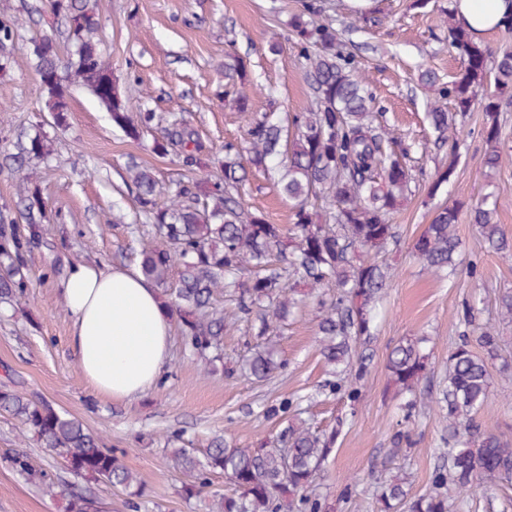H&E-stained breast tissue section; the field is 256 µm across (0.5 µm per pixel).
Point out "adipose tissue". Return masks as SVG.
<instances>
[{
  "instance_id": "obj_1",
  "label": "adipose tissue",
  "mask_w": 512,
  "mask_h": 512,
  "mask_svg": "<svg viewBox=\"0 0 512 512\" xmlns=\"http://www.w3.org/2000/svg\"><path fill=\"white\" fill-rule=\"evenodd\" d=\"M474 39L512 24V0H453ZM79 367L95 392L115 400L145 395L171 347V315L139 272L78 262L62 288Z\"/></svg>"
}]
</instances>
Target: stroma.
<instances>
[{
	"instance_id": "stroma-1",
	"label": "stroma",
	"mask_w": 512,
	"mask_h": 512,
	"mask_svg": "<svg viewBox=\"0 0 512 512\" xmlns=\"http://www.w3.org/2000/svg\"><path fill=\"white\" fill-rule=\"evenodd\" d=\"M325 3L327 17L342 29L395 132L416 140L430 136L425 114L436 94L419 82L418 74L430 69L445 80L460 68L448 50L449 0H379L375 21L367 23L349 16L345 0ZM298 6V0H98L97 37L122 98L165 118H183L211 151L207 173L216 179L224 175V142L244 137L237 108L220 96L228 55L246 63L253 116L305 112L313 103L309 67L289 41V22ZM0 20L17 25L10 68L0 78V221L18 219V203L28 185L13 172L14 156L38 133L52 150L33 168L32 182L52 221L31 253L32 288L19 304L0 303V384L14 383L81 421L106 447L123 452L124 464L142 483L136 496L119 486L75 478L40 442L22 440L21 423L0 412V512H66V497L73 490L94 494L105 512H208L211 496L226 489V479L211 474L201 496L186 498V476L164 458L172 431H181L189 448H206L220 436L253 447L286 424L285 418L267 417V406L292 401L312 426L326 431L348 409L347 399L319 392L328 373L317 342L319 312L311 286L291 281L304 306L274 338L286 368L269 382L207 373L176 327L167 368L144 396L115 401L96 393L78 367L60 282L73 262L132 267L130 252L136 243L129 227L145 218L136 208L128 166L150 170L165 196L189 173L176 151H156L155 130L137 141L126 138L113 126L106 107L80 85L70 88L65 123L54 122L30 39L43 30L53 32L63 58L71 44L64 21L54 17L48 0H0ZM484 119L478 104L462 119L454 150L459 162L440 190L432 184L451 150L411 155L420 176L393 216L397 243L377 257L389 267L391 278L383 301L386 314L373 339L359 348L367 364L358 384L360 403L316 478L318 493L336 512H379V480L400 472L407 474L412 494L428 489L443 433L434 400L448 354L468 331L467 308H475L480 321L496 328L502 354L512 360V321L497 315L499 296L512 292V261L486 249L464 216L456 227L462 268L454 279L434 278L412 254L439 205H469L488 193L499 196L497 220L512 238V89L500 96L502 164L492 173L481 163ZM241 194L245 206L266 222L291 226V211L273 180L248 170ZM422 335L429 338L430 371L421 383L428 403L409 423L413 446L396 454L391 437L403 413L399 400L386 391L387 357L400 339ZM479 420L512 431V379H494ZM18 451L54 478L56 495L13 469L10 458Z\"/></svg>"
}]
</instances>
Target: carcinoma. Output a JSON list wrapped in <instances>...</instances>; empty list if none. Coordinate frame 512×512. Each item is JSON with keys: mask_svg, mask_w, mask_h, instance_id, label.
Instances as JSON below:
<instances>
[{"mask_svg": "<svg viewBox=\"0 0 512 512\" xmlns=\"http://www.w3.org/2000/svg\"><path fill=\"white\" fill-rule=\"evenodd\" d=\"M49 6L52 14L65 20L68 40L76 47L75 60L64 67L52 35L45 33L31 41L54 120H63L68 112L69 87L76 80L110 109L113 124L128 138L139 139L156 114L135 112L120 98L93 37L95 8L87 0H49ZM324 12V0H302L293 24V46L311 69L314 101L310 111L249 117L247 90L234 79L243 65H226L224 96L241 109L248 147L224 143V184L195 178L180 186L169 205L160 207L154 175L147 169H131L138 188L137 206L161 241L159 245L142 243L136 258L141 274L163 287L164 303L192 351L210 361L223 358L227 327L257 320L259 334L264 336L285 323L297 305L290 297L288 276L301 275L312 290L329 296L319 302L321 355L330 367L322 390L343 395L354 407L359 398L357 383L367 372L357 347L374 335L376 311L390 277L389 269L374 256L396 239L392 216L415 180L407 164L413 145L378 122L376 99L338 29L330 22L317 21ZM14 35L10 24L0 23V71L10 63L7 47ZM448 46L461 60L460 71L446 83L438 82L430 71L419 75L421 84L435 88L437 94L428 112L434 144L441 146L460 134L455 115L442 102L449 101L456 111L465 113L479 98L486 115L482 163L494 170L501 163L499 97L512 88V51L493 55L456 22L448 25ZM172 146L180 147L188 169L207 166L204 145L182 121L162 127L155 142L160 154ZM48 154L43 138H31L17 156L13 172L30 180L27 163ZM245 161L264 173L278 170L292 227L267 223L235 196L244 179L238 172L245 170ZM319 196L333 209L334 223L314 221L310 204ZM497 208L498 200L485 196L470 206L469 216L488 248L509 259L512 242L497 224ZM459 213L454 205L439 208L413 245L415 257L433 275L450 277L459 267ZM45 222L47 214L34 186L28 191L20 220L0 224V302L26 296L30 255L42 238ZM177 264L181 266L179 283L170 288V272ZM221 289L235 301L236 312L231 317L212 306L214 294ZM465 322L472 326L482 353L471 349L465 335L448 355V372L437 399L445 410L448 430L441 437V463L434 468L428 489L418 496H411L404 475L382 482L380 512H450L452 501L475 488L489 491L512 486V436L488 429L478 420L491 393L490 361L499 356V337L473 313L466 314ZM425 341L424 337L403 338L388 355L394 395L408 397L407 422L416 411L418 386L427 369ZM283 367L271 341L253 350L242 363V369L260 382L273 379ZM0 411L18 419L25 435L67 462L73 475L141 493L139 479L122 459L104 447L99 436L49 401L0 385ZM344 424V417L336 418V427L326 435L304 420L291 421L275 438L257 447L243 448L231 440L217 439L200 457L192 448L175 446L179 437L172 434L167 438L171 445L167 461L193 478L183 489L189 498L206 487L207 474L224 473L228 487L214 495L210 512H283L286 506L297 512H326L328 503L312 495L310 488ZM412 445L411 430L401 428L392 435L394 453ZM11 463L28 481L54 493L56 482L34 468L26 454H14ZM100 508L94 497L73 493L66 512H99Z\"/></svg>", "mask_w": 512, "mask_h": 512, "instance_id": "obj_1", "label": "carcinoma"}]
</instances>
